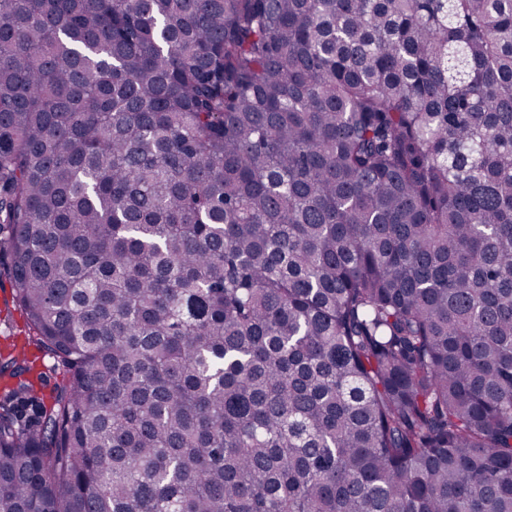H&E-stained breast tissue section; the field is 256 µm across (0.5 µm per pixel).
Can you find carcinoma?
<instances>
[{
  "instance_id": "cac0c4a2",
  "label": "carcinoma",
  "mask_w": 512,
  "mask_h": 512,
  "mask_svg": "<svg viewBox=\"0 0 512 512\" xmlns=\"http://www.w3.org/2000/svg\"><path fill=\"white\" fill-rule=\"evenodd\" d=\"M0 256V512H512V0H0ZM9 308L11 314L5 318L6 309ZM0 348L4 349L14 338L23 343L26 347V356L30 361L35 360L34 376L42 373L43 381L41 384V393L44 402H50L53 388L57 382L56 371L54 370V359L48 355L39 352L33 346L27 344L28 326L26 318L19 309H14L12 288L6 276L0 274ZM10 338V340H6Z\"/></svg>"
}]
</instances>
